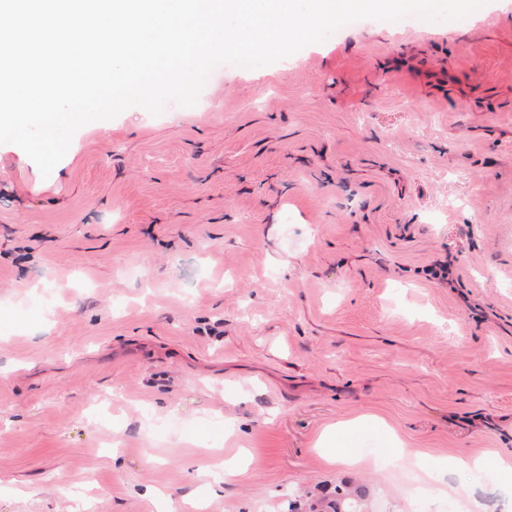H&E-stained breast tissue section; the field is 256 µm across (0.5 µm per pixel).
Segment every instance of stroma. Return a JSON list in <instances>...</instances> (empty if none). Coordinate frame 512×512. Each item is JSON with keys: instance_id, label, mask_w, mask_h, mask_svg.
Segmentation results:
<instances>
[{"instance_id": "obj_1", "label": "stroma", "mask_w": 512, "mask_h": 512, "mask_svg": "<svg viewBox=\"0 0 512 512\" xmlns=\"http://www.w3.org/2000/svg\"><path fill=\"white\" fill-rule=\"evenodd\" d=\"M453 262L455 286L432 279ZM362 414L328 464L323 430ZM512 0L0 144V512H512ZM441 488L404 490L402 453ZM348 488L347 484H343ZM309 512H369L366 493L361 488L343 489L338 486L336 498L326 503L319 501L309 505Z\"/></svg>"}]
</instances>
